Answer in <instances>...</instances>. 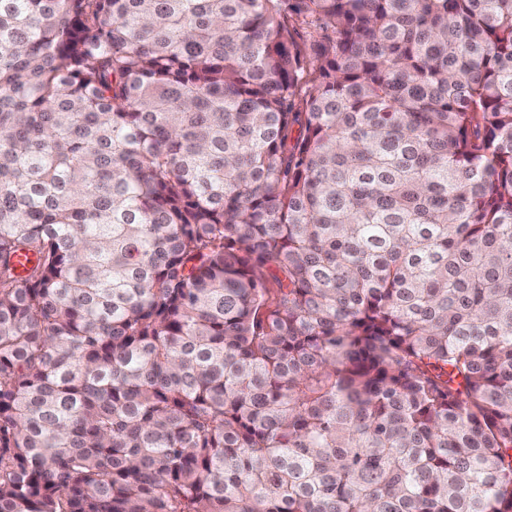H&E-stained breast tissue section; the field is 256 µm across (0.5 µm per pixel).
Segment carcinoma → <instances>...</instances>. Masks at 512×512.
<instances>
[{
    "label": "carcinoma",
    "instance_id": "1",
    "mask_svg": "<svg viewBox=\"0 0 512 512\" xmlns=\"http://www.w3.org/2000/svg\"><path fill=\"white\" fill-rule=\"evenodd\" d=\"M0 512H512V0H0Z\"/></svg>",
    "mask_w": 512,
    "mask_h": 512
}]
</instances>
